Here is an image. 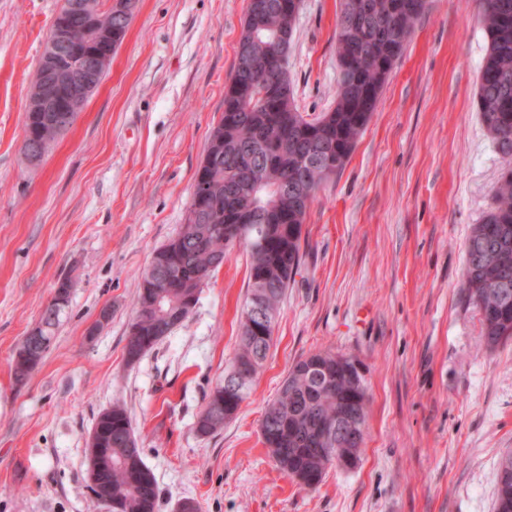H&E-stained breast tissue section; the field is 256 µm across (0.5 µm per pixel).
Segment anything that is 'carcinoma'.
<instances>
[{"mask_svg": "<svg viewBox=\"0 0 512 512\" xmlns=\"http://www.w3.org/2000/svg\"><path fill=\"white\" fill-rule=\"evenodd\" d=\"M426 0H340L336 52L341 77L333 108L303 115L294 99L288 64L278 56L283 29L293 37L296 16L275 8L246 9L236 61L224 89V112L212 129L203 159L206 188L192 187L186 224L153 252L136 299V316L125 344L134 364L181 325L196 306L210 273L230 251L242 247L249 257L248 291L239 319V344L224 381L204 396L196 433L213 436L224 429L249 397L273 345L255 335L249 311L256 299L276 310L301 263L302 226L317 190L339 172L375 111L380 93L409 41ZM481 21L488 46L480 73L477 107L497 151L506 160L495 189L496 204L467 240L465 288L482 317V337L493 348L512 339V304H491L512 297V0H481ZM259 227L239 236L235 225ZM174 275L171 287L155 298L148 284ZM65 308L48 306L40 324L38 359L50 350ZM336 352L322 349L297 361L260 423L262 443L274 465L322 480L333 466L329 458L293 455L295 448H326L323 423L336 416V391L315 388L307 373L314 362L336 375ZM112 473L103 493L112 496V512H158L160 491L143 460L127 412L112 406Z\"/></svg>", "mask_w": 512, "mask_h": 512, "instance_id": "cac0c4a2", "label": "carcinoma"}]
</instances>
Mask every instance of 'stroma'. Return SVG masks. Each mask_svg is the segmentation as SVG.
I'll return each instance as SVG.
<instances>
[{
  "instance_id": "35a3bbf8",
  "label": "stroma",
  "mask_w": 512,
  "mask_h": 512,
  "mask_svg": "<svg viewBox=\"0 0 512 512\" xmlns=\"http://www.w3.org/2000/svg\"><path fill=\"white\" fill-rule=\"evenodd\" d=\"M63 3L0 0V512H102L85 448L116 403L159 512L187 498L201 512H495L512 449V340L486 348L465 291L466 242L502 168L476 104L478 0H427L366 130L307 213L264 369L206 438L194 422L237 348L247 254L234 249L139 362L124 346L151 255L186 220L246 0H138L101 85L33 163L27 90ZM338 9L301 2L288 64L299 111L336 101ZM64 276L55 342L16 382L14 351ZM324 347L363 364L369 417L359 466L303 488L273 465L259 426L289 368Z\"/></svg>"
}]
</instances>
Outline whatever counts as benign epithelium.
Masks as SVG:
<instances>
[{
    "mask_svg": "<svg viewBox=\"0 0 512 512\" xmlns=\"http://www.w3.org/2000/svg\"><path fill=\"white\" fill-rule=\"evenodd\" d=\"M112 24H99L84 32V37L63 19L52 22L41 54L42 72L39 79L31 83L26 112L44 113V137L61 133L68 127L70 113L80 112L96 85L102 81L112 64ZM67 49L83 56V64L77 68H64L58 57ZM73 282L57 283L50 304L63 306L71 297ZM336 376L346 382L350 393L357 395L366 389L365 371L360 361L347 354L336 355ZM361 419L354 406L345 402L336 414V419L323 424V439L336 445V463L341 469H354L359 463L358 454L347 452L351 445L362 447ZM106 429L97 424L92 430L86 448V483L89 490L97 489L100 475L112 468V449L105 447Z\"/></svg>",
    "mask_w": 512,
    "mask_h": 512,
    "instance_id": "7a95c632",
    "label": "benign epithelium"
}]
</instances>
